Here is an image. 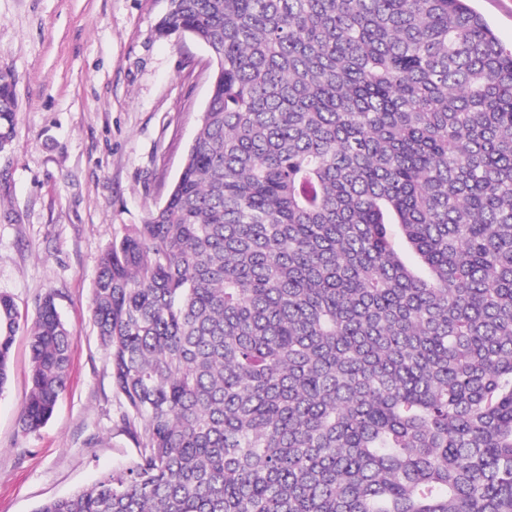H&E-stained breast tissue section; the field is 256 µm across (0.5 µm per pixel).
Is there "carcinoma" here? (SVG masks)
Segmentation results:
<instances>
[{
	"label": "carcinoma",
	"mask_w": 512,
	"mask_h": 512,
	"mask_svg": "<svg viewBox=\"0 0 512 512\" xmlns=\"http://www.w3.org/2000/svg\"><path fill=\"white\" fill-rule=\"evenodd\" d=\"M216 66L91 316L132 463L35 512H512V48L468 0H173ZM0 67V152L17 120ZM26 329V434L70 332Z\"/></svg>",
	"instance_id": "1"
}]
</instances>
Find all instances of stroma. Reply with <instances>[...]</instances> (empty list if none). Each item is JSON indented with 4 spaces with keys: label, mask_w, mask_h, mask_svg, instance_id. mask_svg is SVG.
<instances>
[{
    "label": "stroma",
    "mask_w": 512,
    "mask_h": 512,
    "mask_svg": "<svg viewBox=\"0 0 512 512\" xmlns=\"http://www.w3.org/2000/svg\"><path fill=\"white\" fill-rule=\"evenodd\" d=\"M166 0H0V66L17 126L0 154V294L33 318L57 294L72 336L52 418L23 433L30 386L17 334L0 394V512H35L125 467L136 450L90 301L105 249L163 204L201 122L213 68L191 37L156 33Z\"/></svg>",
    "instance_id": "35a3bbf8"
}]
</instances>
